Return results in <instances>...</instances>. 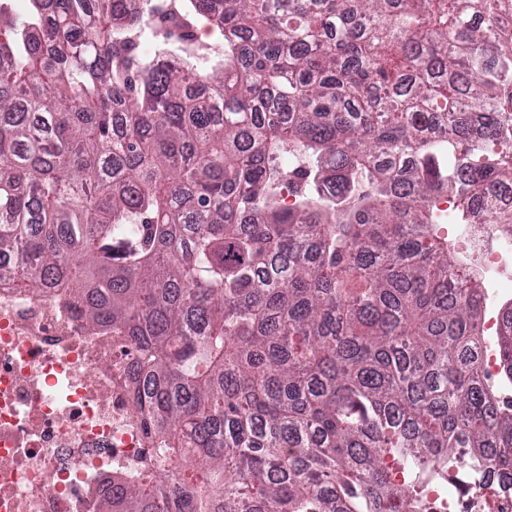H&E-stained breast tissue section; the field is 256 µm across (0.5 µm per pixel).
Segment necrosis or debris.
<instances>
[{"label": "necrosis or debris", "mask_w": 512, "mask_h": 512, "mask_svg": "<svg viewBox=\"0 0 512 512\" xmlns=\"http://www.w3.org/2000/svg\"><path fill=\"white\" fill-rule=\"evenodd\" d=\"M456 245L482 278L512 282V243L477 214ZM129 338L88 326L58 288L0 286V512H99L112 479L141 480L148 442L130 398ZM432 512H512L489 469L464 490L421 475Z\"/></svg>", "instance_id": "necrosis-or-debris-1"}]
</instances>
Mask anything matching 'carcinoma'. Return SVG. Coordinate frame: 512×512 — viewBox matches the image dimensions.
<instances>
[{
    "label": "carcinoma",
    "instance_id": "obj_1",
    "mask_svg": "<svg viewBox=\"0 0 512 512\" xmlns=\"http://www.w3.org/2000/svg\"><path fill=\"white\" fill-rule=\"evenodd\" d=\"M28 2L0 0V284L134 342L148 481L99 512H419L425 469L512 473L438 213L512 225V0Z\"/></svg>",
    "mask_w": 512,
    "mask_h": 512
}]
</instances>
